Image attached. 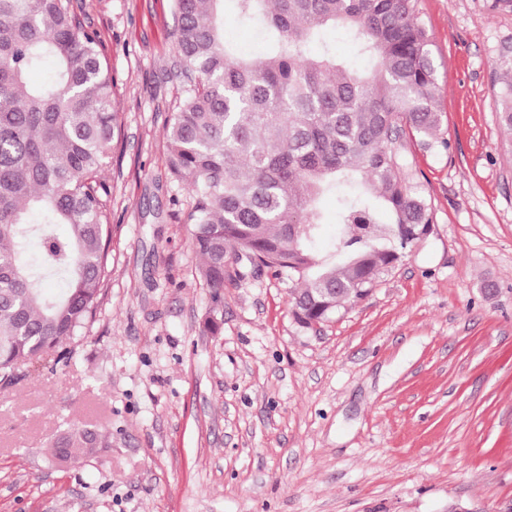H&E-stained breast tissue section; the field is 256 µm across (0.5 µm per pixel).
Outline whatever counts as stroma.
<instances>
[{"label":"stroma","mask_w":512,"mask_h":512,"mask_svg":"<svg viewBox=\"0 0 512 512\" xmlns=\"http://www.w3.org/2000/svg\"><path fill=\"white\" fill-rule=\"evenodd\" d=\"M117 80L110 274L68 366L0 384V512H507L512 507V137L493 79L502 0H418L442 120L404 136L430 233L311 329L266 273L213 299L171 180L173 0H71ZM216 330H209L208 322ZM111 434L81 462L70 425Z\"/></svg>","instance_id":"1"}]
</instances>
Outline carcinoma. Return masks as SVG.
<instances>
[{
  "label": "carcinoma",
  "instance_id": "carcinoma-1",
  "mask_svg": "<svg viewBox=\"0 0 512 512\" xmlns=\"http://www.w3.org/2000/svg\"><path fill=\"white\" fill-rule=\"evenodd\" d=\"M264 30L262 54L224 37V4ZM418 0H174L186 96L168 120V169L193 192L191 242L215 297L268 271L301 282V324L329 320L363 299L429 231L431 207L410 191L398 143L427 142L441 121L430 38ZM346 29L373 67L356 70L324 39ZM50 58L48 83L30 79ZM494 109L512 136V57ZM116 82L70 0H0V383L45 349L66 358L97 312L111 235L104 162L123 135ZM339 182L347 233L312 250L321 199ZM64 224L68 234L56 226ZM38 257L24 256L28 240ZM65 288L49 294L44 280ZM112 447V434L71 428L53 455L74 460Z\"/></svg>",
  "mask_w": 512,
  "mask_h": 512
}]
</instances>
